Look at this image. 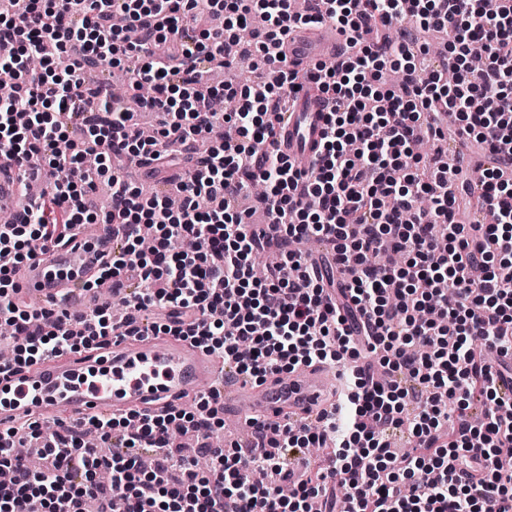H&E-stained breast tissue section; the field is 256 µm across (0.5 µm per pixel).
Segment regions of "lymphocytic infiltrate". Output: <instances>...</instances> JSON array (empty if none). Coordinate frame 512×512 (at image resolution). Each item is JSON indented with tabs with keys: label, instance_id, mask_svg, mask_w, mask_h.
<instances>
[{
	"label": "lymphocytic infiltrate",
	"instance_id": "lymphocytic-infiltrate-1",
	"mask_svg": "<svg viewBox=\"0 0 512 512\" xmlns=\"http://www.w3.org/2000/svg\"><path fill=\"white\" fill-rule=\"evenodd\" d=\"M221 0H28L0 6V70L17 78L14 97L0 99V160L21 179L45 177L47 188L19 222L0 224V322L21 344L0 373L50 357L99 349L126 336L175 337L222 357L250 382L314 364L354 361L343 414L312 423L284 422L256 430L250 451L205 448L209 472L174 461L168 437L187 428L208 437L217 391L187 412L174 407L117 417L91 416L53 434L44 452L49 470L33 471L14 452L17 430L0 431V512H512V463L498 448L512 443V402L494 387L500 365L477 346L512 352V0L495 12L484 0H229L224 28H203ZM261 19L253 50L242 52L236 30ZM409 18L447 30L442 66L414 40H366L368 31ZM332 23L345 51L334 67L299 71L283 60L293 23ZM250 55L261 83L223 91L200 89L213 63ZM132 61L133 89L152 87L126 106L108 84L89 88L84 75L117 58ZM402 75L398 89L380 87L386 66ZM455 82H447L446 71ZM314 83L330 105L321 147L309 169L291 163L267 133L292 91ZM238 101L218 108L219 95ZM161 116L156 137L143 138L134 108ZM453 113L462 136L484 144L498 160L485 168L475 200L492 224L457 221L449 169L415 154L418 139L448 137L440 116ZM216 126L219 144L206 136ZM198 154L199 167L177 184L179 208L168 194L146 197L114 156L152 163L174 148ZM268 187L262 202L273 233L249 228L238 209L247 180ZM112 188L108 212L97 214L89 194L97 181ZM115 224L121 247L102 275L120 289L126 314L113 319L99 304L81 313L83 328L66 318L26 310L13 296L17 270L38 249L72 242L87 224ZM160 236L151 251L139 245L144 225ZM329 245L343 283L324 279L299 246ZM275 247L279 264L261 280L251 257ZM402 254L401 264L370 263L372 254ZM168 311L167 323H140L141 312ZM369 354L390 375L379 384L357 361ZM480 392L484 410L472 419L468 402ZM458 400L449 419L436 393ZM408 429L418 454L393 472L389 436ZM120 430L123 450L112 458L86 447V435L109 439ZM329 449L333 469L294 472L292 458ZM152 450L155 467L140 466ZM179 467L187 482L172 481ZM109 471L112 482L96 475ZM271 470L294 485L290 496L258 482ZM339 482L342 499L330 494Z\"/></svg>",
	"mask_w": 512,
	"mask_h": 512
}]
</instances>
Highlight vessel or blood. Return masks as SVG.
Segmentation results:
<instances>
[{
  "label": "vessel or blood",
  "mask_w": 512,
  "mask_h": 512,
  "mask_svg": "<svg viewBox=\"0 0 512 512\" xmlns=\"http://www.w3.org/2000/svg\"><path fill=\"white\" fill-rule=\"evenodd\" d=\"M344 40L331 24L297 27L284 52L289 63L303 68L335 59ZM327 101L315 87L295 93L294 105L280 122L282 151L297 165L312 161L326 128ZM25 187L14 167H0V203H22ZM116 229L98 224L80 232L75 243L51 246L21 269L20 293L38 302H54L91 285L110 293L111 281L100 280L105 262L118 248ZM330 366L317 364L273 378L244 393L243 382L225 370L218 405L237 415L244 426L275 422L281 416L300 422L315 420L337 403L341 389L331 386ZM214 370L204 369L193 349L179 344L158 346L149 338L115 344L108 355L72 361L45 360L22 374L0 375V426L37 414H59L68 426L83 418L133 410H157L197 392Z\"/></svg>",
  "instance_id": "obj_1"
}]
</instances>
